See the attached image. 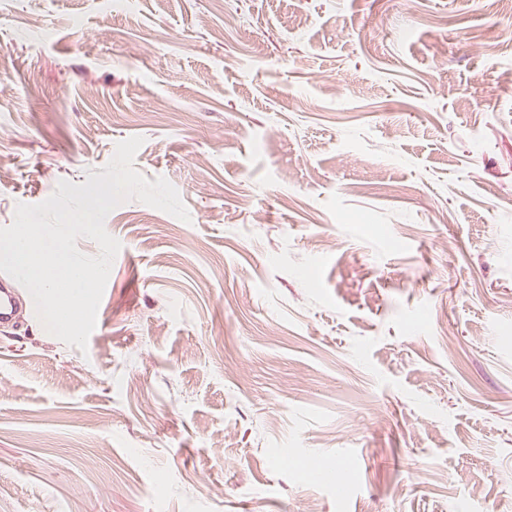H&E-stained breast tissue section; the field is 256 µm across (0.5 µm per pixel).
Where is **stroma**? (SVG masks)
<instances>
[{
  "label": "stroma",
  "instance_id": "1",
  "mask_svg": "<svg viewBox=\"0 0 512 512\" xmlns=\"http://www.w3.org/2000/svg\"><path fill=\"white\" fill-rule=\"evenodd\" d=\"M135 136L191 220L0 325V512H512V11L0 0V227Z\"/></svg>",
  "mask_w": 512,
  "mask_h": 512
}]
</instances>
